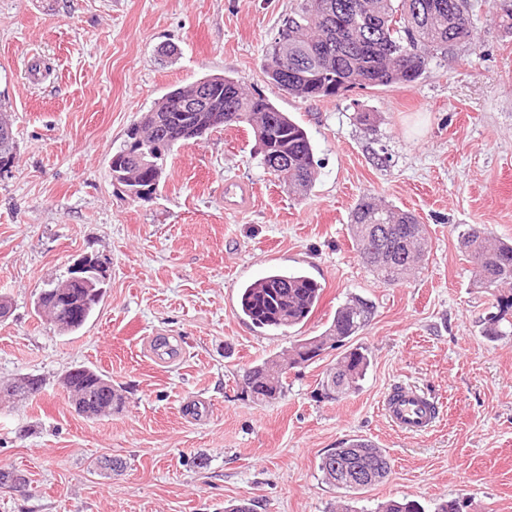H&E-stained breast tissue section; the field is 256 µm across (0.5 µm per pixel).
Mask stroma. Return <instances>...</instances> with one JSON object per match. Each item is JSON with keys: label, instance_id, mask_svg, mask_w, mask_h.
Instances as JSON below:
<instances>
[{"label": "stroma", "instance_id": "obj_1", "mask_svg": "<svg viewBox=\"0 0 512 512\" xmlns=\"http://www.w3.org/2000/svg\"><path fill=\"white\" fill-rule=\"evenodd\" d=\"M474 37L414 84L302 99L268 83L262 63L299 0H0V110L17 163L0 176V381L42 378L23 401L0 398V512H376L456 499L462 512H512V335L487 336L496 298L475 287L458 235L468 224L512 239V0H470ZM209 74L243 80L290 113L319 160L310 194L255 157L249 127L175 146L156 194L130 197L110 160L128 127L169 90ZM374 114L373 128L358 121ZM249 186L230 205L227 187ZM415 214L431 252L402 284L360 264L348 232L363 196ZM104 264L89 322L59 335L34 302L82 258ZM322 287L304 325L244 321L238 294L269 270ZM357 295L374 306L352 340L370 365L354 393L318 389L343 354L292 369L284 395L254 403L244 372L316 336ZM91 366L125 398L112 416L72 407L61 378ZM435 397L430 433H397L381 412L396 384ZM383 448L391 472L348 496L322 478L340 442ZM121 459L115 473L102 468Z\"/></svg>", "mask_w": 512, "mask_h": 512}]
</instances>
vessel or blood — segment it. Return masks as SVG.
<instances>
[{
	"label": "vessel or blood",
	"instance_id": "vessel-or-blood-1",
	"mask_svg": "<svg viewBox=\"0 0 512 512\" xmlns=\"http://www.w3.org/2000/svg\"><path fill=\"white\" fill-rule=\"evenodd\" d=\"M382 413L398 432L422 435L432 430L439 415L434 401L420 389L398 385L382 400Z\"/></svg>",
	"mask_w": 512,
	"mask_h": 512
}]
</instances>
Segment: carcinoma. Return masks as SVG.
I'll use <instances>...</instances> for the list:
<instances>
[{"label":"carcinoma","mask_w":512,"mask_h":512,"mask_svg":"<svg viewBox=\"0 0 512 512\" xmlns=\"http://www.w3.org/2000/svg\"><path fill=\"white\" fill-rule=\"evenodd\" d=\"M468 0H300L294 14L284 20L278 35L267 49L262 70L268 82L280 91L306 99L339 97L355 88L411 85L425 73L435 55L472 37V19L463 17ZM288 49L297 63L288 84L281 83L272 72L279 68V57ZM207 80L216 84L212 106L234 108L237 117L232 125L250 127L269 125V138L258 145L260 163L268 171L305 194L316 175L314 147L307 131L279 110L269 99L249 93L243 81L224 75ZM195 87L175 88L165 93L127 129L126 137L112 155L114 166L138 172L139 185L156 193L164 168L155 171L141 166L151 158L153 146L161 142L172 148L188 142L186 132L203 126L204 136L226 128L210 112H181L176 100L193 94ZM0 164L7 157L17 158L15 134L10 119L0 113ZM479 225L467 224L460 232V244L475 271V284L490 290L512 291V244L479 235ZM350 232L362 265L386 285L403 283L418 261L428 252L425 225L416 216L393 205H382L363 198L350 218ZM321 285L300 271H272L242 288L240 314L259 328L281 330L294 328L314 312ZM83 307L75 315L66 313L59 302L43 289L35 303L37 312L54 323L61 335L81 329L93 315L101 298L85 290L77 291ZM508 304L498 306V314L484 319L488 336L505 334ZM373 305L352 298L338 307L330 325L318 336L295 340L288 354L266 358L244 376L245 392L256 403L276 400L284 394L288 370L299 362L314 359L328 349L345 345L369 321ZM370 360L361 347L346 351L336 368L327 374L321 387L324 395L339 397L358 386ZM104 375L89 368L75 367L63 378V386L83 402V414L99 417L110 413L108 407L122 404L123 395L112 396L96 389ZM43 381L32 375L0 382V394L27 399L41 391ZM343 448H358L362 455L356 465L367 464L376 482L390 472L387 455L368 440L351 439ZM344 458L332 448L319 461L318 468L326 483L357 493L367 485L351 482L339 474ZM381 512H422V506L402 498L382 506Z\"/></svg>","instance_id":"carcinoma-1"}]
</instances>
